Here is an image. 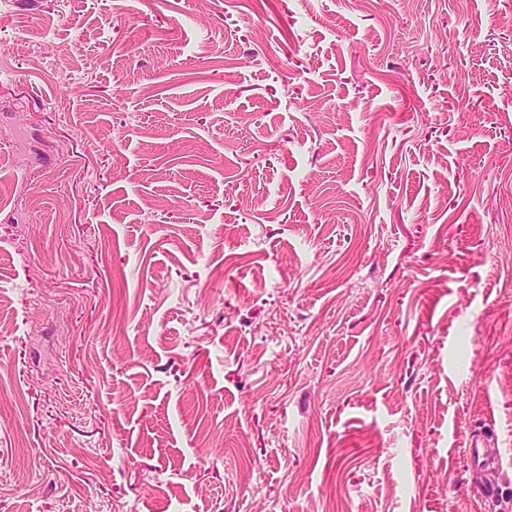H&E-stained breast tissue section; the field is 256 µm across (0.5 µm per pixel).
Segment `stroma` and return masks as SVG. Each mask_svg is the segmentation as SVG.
Here are the masks:
<instances>
[{
	"label": "stroma",
	"mask_w": 512,
	"mask_h": 512,
	"mask_svg": "<svg viewBox=\"0 0 512 512\" xmlns=\"http://www.w3.org/2000/svg\"><path fill=\"white\" fill-rule=\"evenodd\" d=\"M478 429L512 512V0H0V512H488Z\"/></svg>",
	"instance_id": "stroma-1"
}]
</instances>
